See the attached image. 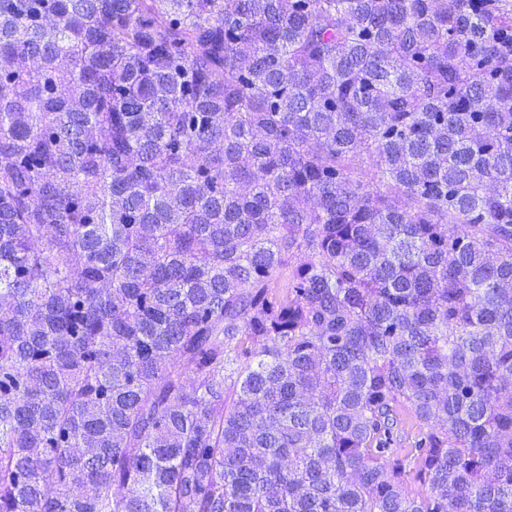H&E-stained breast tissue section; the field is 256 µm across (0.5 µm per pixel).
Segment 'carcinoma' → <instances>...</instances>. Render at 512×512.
Here are the masks:
<instances>
[{"instance_id": "obj_1", "label": "carcinoma", "mask_w": 512, "mask_h": 512, "mask_svg": "<svg viewBox=\"0 0 512 512\" xmlns=\"http://www.w3.org/2000/svg\"><path fill=\"white\" fill-rule=\"evenodd\" d=\"M0 512H512V0H0ZM401 424L397 434V439L389 448L387 456L392 455L393 458H400L406 467L408 474L406 490L411 495H420L425 492V487H422L418 481L414 479V471L419 464L420 454L418 448H415L416 443L423 437L422 433L426 429L416 423L410 416L407 409L402 408L399 411Z\"/></svg>"}]
</instances>
